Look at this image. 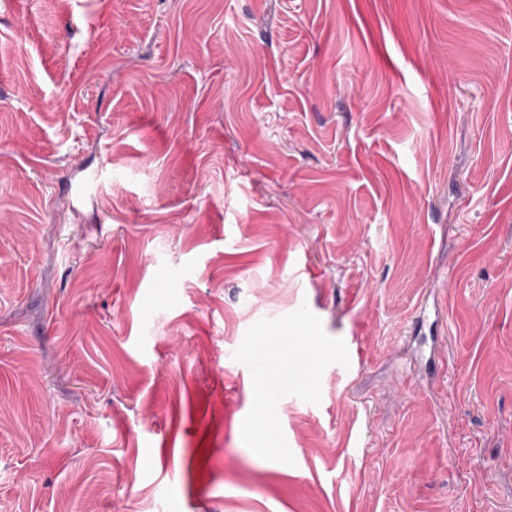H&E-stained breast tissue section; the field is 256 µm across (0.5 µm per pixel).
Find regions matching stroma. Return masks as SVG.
<instances>
[{"instance_id": "35a3bbf8", "label": "stroma", "mask_w": 512, "mask_h": 512, "mask_svg": "<svg viewBox=\"0 0 512 512\" xmlns=\"http://www.w3.org/2000/svg\"><path fill=\"white\" fill-rule=\"evenodd\" d=\"M0 512H512V0H0Z\"/></svg>"}]
</instances>
